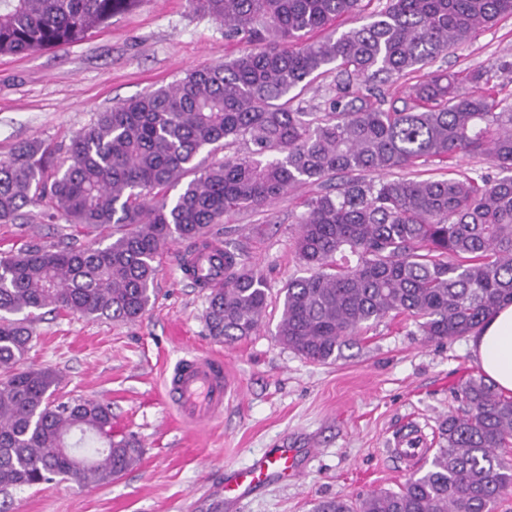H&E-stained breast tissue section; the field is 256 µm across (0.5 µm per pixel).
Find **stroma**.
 I'll return each instance as SVG.
<instances>
[{
    "label": "stroma",
    "mask_w": 512,
    "mask_h": 512,
    "mask_svg": "<svg viewBox=\"0 0 512 512\" xmlns=\"http://www.w3.org/2000/svg\"><path fill=\"white\" fill-rule=\"evenodd\" d=\"M242 49L186 0H135L75 43L0 55V158L31 141L64 154L96 113ZM432 68L485 71L501 96L512 95V16L441 54ZM326 189L302 184L271 206L230 214L214 227L213 241L241 249L270 289L251 336L232 344L210 336L208 291L180 267L190 241L165 248L156 297L141 318L88 321L54 312L34 323L27 364L57 371L60 396L109 403L113 432L135 435L143 454L108 485L69 480L14 490L9 512H311L322 499L398 489L420 469L389 442L410 425L439 448L442 421L461 406L457 391L480 373L466 339L431 342L412 320L390 316L362 331L335 362L318 364L275 338L281 290L305 273L295 252L297 218L304 202ZM64 227L44 208H28L23 222L0 224V252L56 243ZM193 349L223 354L239 388L223 417L201 427L181 424L162 397L166 366ZM285 445L306 451L298 481L269 484L217 509L225 470Z\"/></svg>",
    "instance_id": "stroma-1"
}]
</instances>
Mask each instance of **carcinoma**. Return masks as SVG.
I'll use <instances>...</instances> for the list:
<instances>
[{
    "mask_svg": "<svg viewBox=\"0 0 512 512\" xmlns=\"http://www.w3.org/2000/svg\"><path fill=\"white\" fill-rule=\"evenodd\" d=\"M188 0L246 45L167 87L113 105L71 139L66 157L38 142L0 159V223L45 206L103 239L0 253V494L56 478L99 486L124 475L142 449L112 433L110 405L54 398L60 376L24 365L39 311L133 321L155 297L163 248L203 237L224 216L264 207L306 182L340 183L305 202L296 251L308 275L282 288L278 341L314 363L389 316L413 319L431 341L479 331L512 303V100L469 75L463 92L435 59L512 15V0ZM128 0H0V55L61 48L124 9ZM362 24L303 41L338 18ZM336 72L328 111L293 102ZM415 75L403 107L380 85ZM243 153L205 165L204 150ZM484 157L493 171L386 178L454 156ZM188 182H183L187 176ZM181 187L173 202L157 192ZM217 262L224 286L208 295L211 336L251 335L268 306L263 274L238 249ZM441 424L430 465L398 490L325 499L314 512H496L512 487V397L482 376Z\"/></svg>",
    "mask_w": 512,
    "mask_h": 512,
    "instance_id": "1",
    "label": "carcinoma"
}]
</instances>
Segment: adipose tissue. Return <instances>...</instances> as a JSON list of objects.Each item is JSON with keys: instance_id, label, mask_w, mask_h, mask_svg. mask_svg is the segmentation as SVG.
Returning a JSON list of instances; mask_svg holds the SVG:
<instances>
[{"instance_id": "1", "label": "adipose tissue", "mask_w": 512, "mask_h": 512, "mask_svg": "<svg viewBox=\"0 0 512 512\" xmlns=\"http://www.w3.org/2000/svg\"><path fill=\"white\" fill-rule=\"evenodd\" d=\"M471 360L486 379L505 393H512V304H502L479 333L469 338Z\"/></svg>"}]
</instances>
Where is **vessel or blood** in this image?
I'll return each mask as SVG.
<instances>
[{
    "mask_svg": "<svg viewBox=\"0 0 512 512\" xmlns=\"http://www.w3.org/2000/svg\"><path fill=\"white\" fill-rule=\"evenodd\" d=\"M233 391V380L223 357L196 352L181 358L164 380V396L182 421L189 425L211 423L224 413V401ZM294 449L279 448L255 458L252 464L236 470L224 484V498L236 502L252 487L276 476L297 475Z\"/></svg>",
    "mask_w": 512,
    "mask_h": 512,
    "instance_id": "1",
    "label": "vessel or blood"
}]
</instances>
